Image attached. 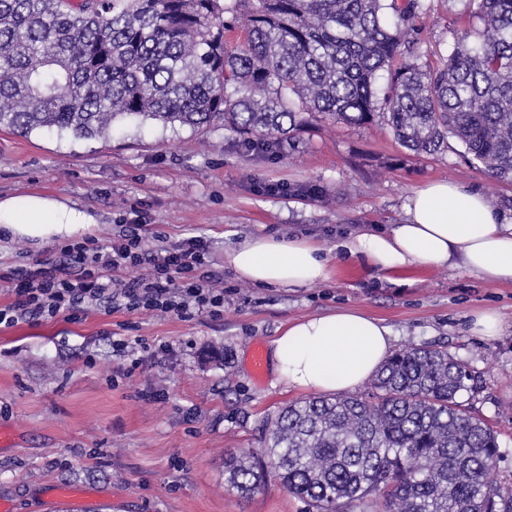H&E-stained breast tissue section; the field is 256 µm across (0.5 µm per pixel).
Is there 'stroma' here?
Wrapping results in <instances>:
<instances>
[{
  "label": "stroma",
  "mask_w": 512,
  "mask_h": 512,
  "mask_svg": "<svg viewBox=\"0 0 512 512\" xmlns=\"http://www.w3.org/2000/svg\"><path fill=\"white\" fill-rule=\"evenodd\" d=\"M429 6L423 46L447 54L449 29L466 16L447 0ZM299 138L273 158L241 149L220 126L128 122L110 139L79 141L0 130L1 198L39 191L87 211L102 246L137 215L171 241L204 236L226 290L218 319L90 312L0 328V430L10 434L0 501L15 512H307L275 479L240 497L224 484V455L257 448L266 419L307 397L270 372L255 380L253 348L291 321L346 309L381 320L393 349L444 348L468 363L476 390L466 406L499 444L489 480L512 486V284L428 265L393 284L354 258L305 288H260L225 260L256 235H305L331 249L343 235L403 222L412 192L433 181L481 192L512 224V186L465 160L456 141L416 156L381 123L317 121ZM272 182L291 197L263 192ZM44 258L58 260L53 245L0 239V275ZM484 309L499 314L498 335L473 331ZM60 486L82 489L84 502L57 503Z\"/></svg>",
  "instance_id": "stroma-1"
}]
</instances>
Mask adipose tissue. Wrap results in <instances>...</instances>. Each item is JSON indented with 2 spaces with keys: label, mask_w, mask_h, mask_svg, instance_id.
<instances>
[{
  "label": "adipose tissue",
  "mask_w": 512,
  "mask_h": 512,
  "mask_svg": "<svg viewBox=\"0 0 512 512\" xmlns=\"http://www.w3.org/2000/svg\"><path fill=\"white\" fill-rule=\"evenodd\" d=\"M403 223L362 232L341 244V258L366 257L380 272L417 265L460 266L479 278L512 283V224L502 223L476 191L436 182L416 189ZM95 219L55 197L0 199V234L39 245L90 230ZM329 252L309 239L256 236L226 255L237 276L260 287L303 288L325 280ZM390 333L356 311L295 320L273 339L269 364L289 385L317 393L349 391L368 381L390 353Z\"/></svg>",
  "instance_id": "1"
}]
</instances>
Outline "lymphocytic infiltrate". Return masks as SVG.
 <instances>
[{"label": "lymphocytic infiltrate", "mask_w": 512, "mask_h": 512, "mask_svg": "<svg viewBox=\"0 0 512 512\" xmlns=\"http://www.w3.org/2000/svg\"><path fill=\"white\" fill-rule=\"evenodd\" d=\"M58 251L61 262L37 260L6 275L11 298L0 303V326L64 313L75 319L90 308L107 316L149 310L184 321L224 313V280L212 268L203 236L167 243L136 218L107 246L86 237ZM71 265L77 274H68Z\"/></svg>", "instance_id": "f902f5d3"}]
</instances>
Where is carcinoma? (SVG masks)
Masks as SVG:
<instances>
[{"mask_svg":"<svg viewBox=\"0 0 512 512\" xmlns=\"http://www.w3.org/2000/svg\"><path fill=\"white\" fill-rule=\"evenodd\" d=\"M427 0H0V129L108 139L123 120L208 127L251 150L295 147L322 118L378 116L416 155L448 149L512 184V0H463L448 55L421 49ZM468 365L430 347L388 358L359 393L267 420L224 456L243 496L270 477L308 512H512L488 481L497 436L470 414Z\"/></svg>","mask_w":512,"mask_h":512,"instance_id":"cac0c4a2","label":"carcinoma"}]
</instances>
